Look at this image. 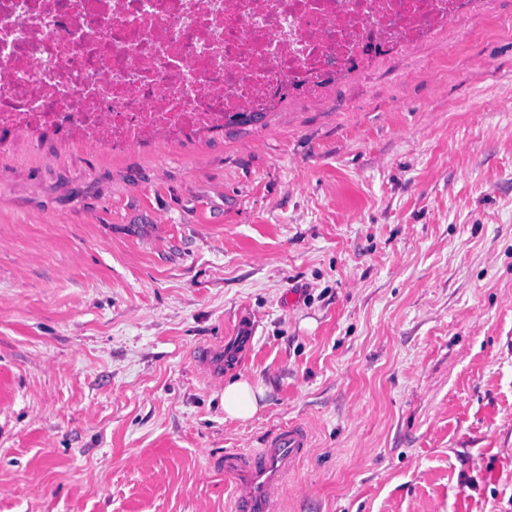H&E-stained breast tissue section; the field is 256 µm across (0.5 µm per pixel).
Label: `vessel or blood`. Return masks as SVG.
Here are the masks:
<instances>
[{
    "label": "vessel or blood",
    "instance_id": "b4317fda",
    "mask_svg": "<svg viewBox=\"0 0 512 512\" xmlns=\"http://www.w3.org/2000/svg\"><path fill=\"white\" fill-rule=\"evenodd\" d=\"M311 446L307 429L291 424L262 447L225 451L221 467L234 483L233 512H281L278 493Z\"/></svg>",
    "mask_w": 512,
    "mask_h": 512
}]
</instances>
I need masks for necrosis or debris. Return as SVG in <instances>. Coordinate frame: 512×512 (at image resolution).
I'll list each match as a JSON object with an SVG mask.
<instances>
[{
  "label": "necrosis or debris",
  "instance_id": "1",
  "mask_svg": "<svg viewBox=\"0 0 512 512\" xmlns=\"http://www.w3.org/2000/svg\"><path fill=\"white\" fill-rule=\"evenodd\" d=\"M486 0H0V149L127 148L220 129L289 87L335 86Z\"/></svg>",
  "mask_w": 512,
  "mask_h": 512
}]
</instances>
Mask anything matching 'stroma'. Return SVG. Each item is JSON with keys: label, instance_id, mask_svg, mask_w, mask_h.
Instances as JSON below:
<instances>
[{"label": "stroma", "instance_id": "1", "mask_svg": "<svg viewBox=\"0 0 512 512\" xmlns=\"http://www.w3.org/2000/svg\"><path fill=\"white\" fill-rule=\"evenodd\" d=\"M509 17L246 126L0 150V512H230L225 450L292 422L284 512H512ZM270 388L261 381H254L245 374L224 380V420L244 424L255 418L267 406L265 402Z\"/></svg>", "mask_w": 512, "mask_h": 512}]
</instances>
